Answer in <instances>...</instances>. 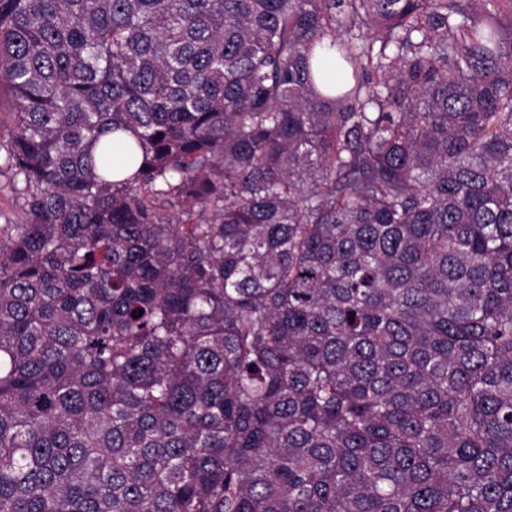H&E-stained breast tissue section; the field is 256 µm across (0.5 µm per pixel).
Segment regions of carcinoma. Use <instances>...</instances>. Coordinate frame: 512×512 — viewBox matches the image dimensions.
<instances>
[{"instance_id": "cac0c4a2", "label": "carcinoma", "mask_w": 512, "mask_h": 512, "mask_svg": "<svg viewBox=\"0 0 512 512\" xmlns=\"http://www.w3.org/2000/svg\"><path fill=\"white\" fill-rule=\"evenodd\" d=\"M2 91L0 512H512V0H0ZM21 187L20 178L15 177L13 171L3 165L0 169V226H2V233L6 229L4 224H10L9 221L15 220L21 213L23 200L16 190Z\"/></svg>"}]
</instances>
